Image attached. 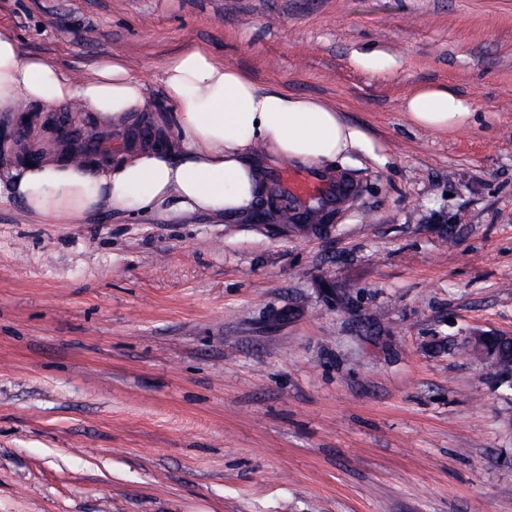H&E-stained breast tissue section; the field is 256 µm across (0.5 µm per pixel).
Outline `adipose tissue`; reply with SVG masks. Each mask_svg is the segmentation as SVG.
<instances>
[{
	"mask_svg": "<svg viewBox=\"0 0 512 512\" xmlns=\"http://www.w3.org/2000/svg\"><path fill=\"white\" fill-rule=\"evenodd\" d=\"M161 87L151 96L118 58L75 76L52 59L23 56L14 34L0 26V108L77 105L119 135L136 113L160 111L175 133L85 160L33 141L36 160L5 168L0 193L46 224H68L99 207L142 213L169 199L186 211L234 217L249 212L261 191L258 151L329 167L363 138L335 107L259 87L200 44L183 45L165 64ZM405 110L415 125L436 131L472 117L470 103L442 86L416 89Z\"/></svg>",
	"mask_w": 512,
	"mask_h": 512,
	"instance_id": "obj_1",
	"label": "adipose tissue"
}]
</instances>
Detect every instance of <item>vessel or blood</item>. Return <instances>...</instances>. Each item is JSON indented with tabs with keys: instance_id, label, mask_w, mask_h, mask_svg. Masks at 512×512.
<instances>
[{
	"instance_id": "b4317fda",
	"label": "vessel or blood",
	"mask_w": 512,
	"mask_h": 512,
	"mask_svg": "<svg viewBox=\"0 0 512 512\" xmlns=\"http://www.w3.org/2000/svg\"><path fill=\"white\" fill-rule=\"evenodd\" d=\"M275 179L303 213L341 203L355 192L353 184L345 176L333 175L321 169H282L276 173Z\"/></svg>"
}]
</instances>
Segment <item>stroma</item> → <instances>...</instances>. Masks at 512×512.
Returning <instances> with one entry per match:
<instances>
[{"mask_svg": "<svg viewBox=\"0 0 512 512\" xmlns=\"http://www.w3.org/2000/svg\"><path fill=\"white\" fill-rule=\"evenodd\" d=\"M28 56L161 88L201 42L362 130L321 230L0 201V512H512V0H0ZM469 124L416 126L422 85ZM405 111L415 125L436 131L463 126L473 114L468 101L442 86L416 89L406 99Z\"/></svg>", "mask_w": 512, "mask_h": 512, "instance_id": "35a3bbf8", "label": "stroma"}]
</instances>
